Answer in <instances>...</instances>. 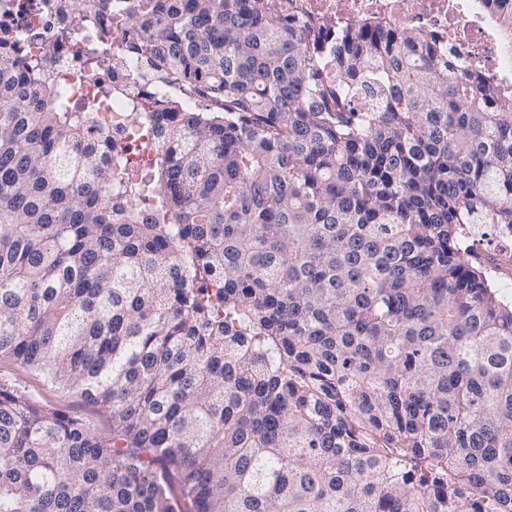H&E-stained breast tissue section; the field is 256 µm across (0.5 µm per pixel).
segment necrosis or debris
Segmentation results:
<instances>
[{
	"label": "necrosis or debris",
	"mask_w": 512,
	"mask_h": 512,
	"mask_svg": "<svg viewBox=\"0 0 512 512\" xmlns=\"http://www.w3.org/2000/svg\"><path fill=\"white\" fill-rule=\"evenodd\" d=\"M271 6L298 19L333 23L339 27H350L365 18L378 16L396 27L422 28L439 42L454 46L459 72L470 71L486 52L491 55L494 70L500 73L512 70V41L498 39L487 51L482 43L468 39L472 21L460 0H271ZM103 119L127 145V161L138 170L151 169L154 154L143 148L147 130L133 113L116 104L110 112L104 113Z\"/></svg>",
	"instance_id": "necrosis-or-debris-1"
}]
</instances>
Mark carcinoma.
I'll list each match as a JSON object with an SVG mask.
<instances>
[{
	"mask_svg": "<svg viewBox=\"0 0 512 512\" xmlns=\"http://www.w3.org/2000/svg\"><path fill=\"white\" fill-rule=\"evenodd\" d=\"M99 2L0 23V357L112 431L0 386V512H512V307L470 258L512 226V85L380 18ZM84 30L121 80L76 102ZM80 47H82L81 38L75 39L64 53L70 61L68 69V85L76 96L96 90V87L88 83L84 78L83 65L81 64V60L78 55H76ZM103 119L112 125V132L119 135L121 145H127L126 159L135 165L134 169L150 170L154 162V153L142 148V143L148 140L147 129L141 126L133 113L128 112L121 104H113L112 111L103 112Z\"/></svg>",
	"mask_w": 512,
	"mask_h": 512,
	"instance_id": "cac0c4a2",
	"label": "carcinoma"
}]
</instances>
